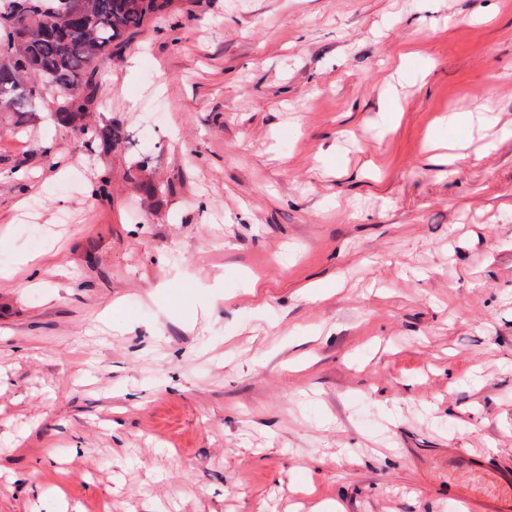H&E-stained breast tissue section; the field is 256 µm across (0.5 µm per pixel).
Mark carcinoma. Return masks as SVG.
I'll list each match as a JSON object with an SVG mask.
<instances>
[{"mask_svg": "<svg viewBox=\"0 0 512 512\" xmlns=\"http://www.w3.org/2000/svg\"><path fill=\"white\" fill-rule=\"evenodd\" d=\"M0 0V112L23 115L37 108L45 90L60 93L56 124L79 128L105 144L119 141L116 130L95 127L68 96L129 38L157 16L170 0Z\"/></svg>", "mask_w": 512, "mask_h": 512, "instance_id": "1", "label": "carcinoma"}]
</instances>
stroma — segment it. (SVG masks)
I'll list each match as a JSON object with an SVG mask.
<instances>
[{"instance_id": "35a3bbf8", "label": "stroma", "mask_w": 512, "mask_h": 512, "mask_svg": "<svg viewBox=\"0 0 512 512\" xmlns=\"http://www.w3.org/2000/svg\"><path fill=\"white\" fill-rule=\"evenodd\" d=\"M74 101L0 117V512L512 480V0H172Z\"/></svg>"}]
</instances>
